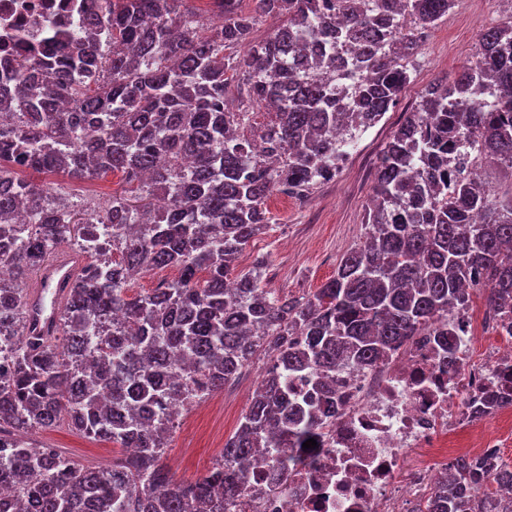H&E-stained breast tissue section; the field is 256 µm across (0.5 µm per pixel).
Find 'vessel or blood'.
Segmentation results:
<instances>
[{
	"label": "vessel or blood",
	"mask_w": 512,
	"mask_h": 512,
	"mask_svg": "<svg viewBox=\"0 0 512 512\" xmlns=\"http://www.w3.org/2000/svg\"><path fill=\"white\" fill-rule=\"evenodd\" d=\"M82 265V259L70 253L61 254L56 258L48 270L28 289L31 317L41 323L52 320L53 309L63 304L68 289Z\"/></svg>",
	"instance_id": "1"
}]
</instances>
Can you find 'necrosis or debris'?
Instances as JSON below:
<instances>
[{
  "label": "necrosis or debris",
  "mask_w": 512,
  "mask_h": 512,
  "mask_svg": "<svg viewBox=\"0 0 512 512\" xmlns=\"http://www.w3.org/2000/svg\"><path fill=\"white\" fill-rule=\"evenodd\" d=\"M106 0H0V90L12 87L17 54L65 39L83 40L87 13ZM448 336L420 329L381 360L336 367V385L323 392L315 376L291 380L313 405L315 447H281L278 465L255 467L246 489L226 512H426L437 489L433 468L449 463V449L500 454L512 446V409H494L496 431L471 438L482 418L476 399L512 393V351H479L485 333L501 328L462 292ZM428 465L409 467L416 451Z\"/></svg>",
  "instance_id": "necrosis-or-debris-1"
}]
</instances>
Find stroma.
<instances>
[{
  "mask_svg": "<svg viewBox=\"0 0 512 512\" xmlns=\"http://www.w3.org/2000/svg\"><path fill=\"white\" fill-rule=\"evenodd\" d=\"M510 17L512 0H457L448 15L424 34L413 62V80L396 107L361 134L357 150L335 179L317 186L307 199H291L284 209L276 198L268 199L272 222L240 256L238 269L265 258V287L296 297L313 294L332 278L342 256L365 238L363 218L375 165L404 112L416 107L436 78L454 74L473 60L482 32ZM243 389L225 388L183 413L165 454L175 479L190 482L212 467L247 409ZM37 440L97 470L104 469L112 456V443L89 440L64 423L39 433Z\"/></svg>",
  "mask_w": 512,
  "mask_h": 512,
  "instance_id": "obj_1",
  "label": "stroma"
}]
</instances>
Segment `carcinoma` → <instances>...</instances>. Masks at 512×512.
Returning <instances> with one entry per match:
<instances>
[{"instance_id":"cac0c4a2","label":"carcinoma","mask_w":512,"mask_h":512,"mask_svg":"<svg viewBox=\"0 0 512 512\" xmlns=\"http://www.w3.org/2000/svg\"><path fill=\"white\" fill-rule=\"evenodd\" d=\"M186 2L118 0L110 17L90 14L98 50L19 57L13 98L0 100V487L15 492L16 512H217L216 493L241 494L276 434L316 428L288 399L291 375L381 359L448 319L472 280L489 311H512V184L501 192L463 173L485 162L512 172V18L404 113L375 167L365 241L314 294L289 297L262 286L263 259L224 288L270 224L266 199L304 198L336 178L457 0H254L250 13L220 0L208 23ZM267 15L282 23L254 44ZM240 45L245 56L230 53ZM338 47L367 73L345 104L325 83ZM233 78L270 116L260 147L243 133L250 109L228 105ZM20 171L120 173L129 187L93 207L54 206L56 185ZM22 212L31 228L13 238L2 225ZM98 224L127 232L105 250ZM65 247L84 265L54 331L34 336L24 285ZM156 269L177 275L129 294ZM260 353L268 365L220 460L174 480L163 461L172 406L223 389ZM64 418L133 452L96 470L37 450L35 435ZM493 483L512 485V467L459 456L427 512H512Z\"/></svg>"}]
</instances>
